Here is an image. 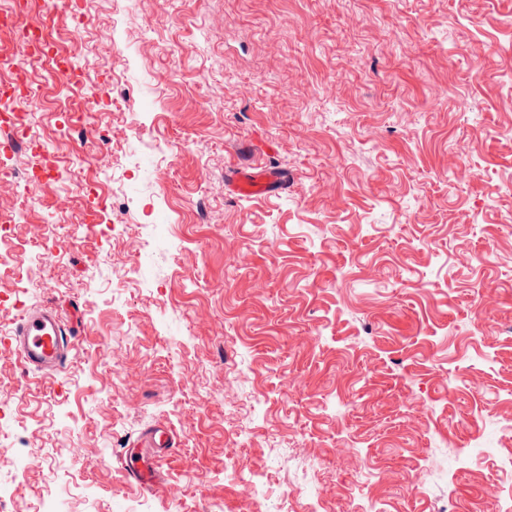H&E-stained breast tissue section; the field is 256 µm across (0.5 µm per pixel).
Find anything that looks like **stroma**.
<instances>
[{
    "instance_id": "obj_1",
    "label": "stroma",
    "mask_w": 512,
    "mask_h": 512,
    "mask_svg": "<svg viewBox=\"0 0 512 512\" xmlns=\"http://www.w3.org/2000/svg\"><path fill=\"white\" fill-rule=\"evenodd\" d=\"M29 20L112 93L64 131L84 91L29 60L59 169L0 197V332L51 303L75 340L54 378L0 345V455L37 458L9 512H495L469 438L512 454V0H90L81 47L66 0ZM239 163L281 189L238 197ZM158 424L150 490L122 461Z\"/></svg>"
}]
</instances>
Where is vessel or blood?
Segmentation results:
<instances>
[{"instance_id": "vessel-or-blood-1", "label": "vessel or blood", "mask_w": 512, "mask_h": 512, "mask_svg": "<svg viewBox=\"0 0 512 512\" xmlns=\"http://www.w3.org/2000/svg\"><path fill=\"white\" fill-rule=\"evenodd\" d=\"M232 186L241 197L266 196L275 192L276 178L264 170L240 169L233 174ZM0 340L14 346L25 368L46 376L62 371L73 344L69 328L62 323L57 308L49 303L30 307L15 328ZM123 468L140 485L152 487L157 483L156 466L148 458L125 459Z\"/></svg>"}]
</instances>
